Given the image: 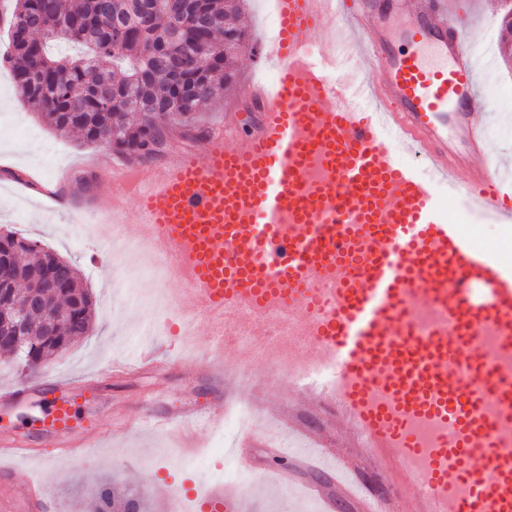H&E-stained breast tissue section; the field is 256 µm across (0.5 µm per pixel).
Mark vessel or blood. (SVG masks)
<instances>
[{"label":"vessel or blood","instance_id":"1","mask_svg":"<svg viewBox=\"0 0 512 512\" xmlns=\"http://www.w3.org/2000/svg\"><path fill=\"white\" fill-rule=\"evenodd\" d=\"M398 5L405 51L367 0H273L279 36L260 44L258 58L274 65L276 81L247 87L262 110L257 128L228 122L164 163L107 168L112 211L133 243L170 260L222 402L242 383L224 367L225 340L244 339L257 356L266 397L255 419L274 414L336 475L335 494L307 488L320 512L346 501L359 512H512V175L490 153L469 21L449 13L448 0ZM329 21L338 36L312 46ZM317 159L333 173L319 185L309 180ZM447 189L498 224V244L445 217ZM340 208L352 223H335ZM161 353L152 344L113 375L150 367ZM283 368L299 402L279 394ZM97 383L0 390L3 409L34 398L48 405L0 443V457H35L77 426L82 439L69 453L92 447L99 422L77 425L74 409ZM304 408L325 412V430L301 418ZM222 419L221 409L193 404L176 416L143 411L135 425L188 447L195 429ZM255 432L242 430L233 448L246 468ZM357 448L371 449L375 477L362 472ZM166 495L172 512H245L243 496L219 479ZM46 506L40 484L0 487V512Z\"/></svg>","mask_w":512,"mask_h":512}]
</instances>
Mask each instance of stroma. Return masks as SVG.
Segmentation results:
<instances>
[{"label":"stroma","mask_w":512,"mask_h":512,"mask_svg":"<svg viewBox=\"0 0 512 512\" xmlns=\"http://www.w3.org/2000/svg\"><path fill=\"white\" fill-rule=\"evenodd\" d=\"M454 12L467 16L477 35L480 53L496 56L487 93L492 109L489 125H496L504 105L512 101V62L499 58L503 10L500 0H451ZM255 54L244 50L238 60L235 88L211 105L199 124V137L186 136L184 128H174L170 150L201 145L203 137L223 129L225 121L236 120L243 131H251L258 113L244 108L246 87L262 77ZM123 165L124 155L100 146H86L79 140L56 135L34 109L19 97L13 71L0 64V230H15L24 223L28 239L39 242L72 262L80 272L94 304L93 320L87 336L74 342L42 364L44 379L76 378L100 371L112 359L140 348V325L154 318V310L138 304L125 286V265L114 254L100 251L111 240L112 185L100 178L101 159ZM178 316H170L160 328V341L169 360L167 369L113 382L111 401L117 413L137 412L152 406L173 411L188 402L218 405V387L204 376L183 370L180 361L203 356V344L194 351L184 348L177 333ZM101 446L83 455L64 458L44 467L25 461L11 462L17 482L42 483L52 501L49 512H89L91 491L106 483L113 491L140 497L145 512H166L157 486L198 483L213 468H229L226 483L237 486L251 505V512H296L297 498L284 494L271 482V467L291 468L292 463L269 455L258 447L253 451L252 480L237 481L239 469L230 453L216 450L213 431H202L199 448L175 450L168 438L147 430L125 432L104 422Z\"/></svg>","instance_id":"35a3bbf8"}]
</instances>
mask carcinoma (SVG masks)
I'll list each match as a JSON object with an SVG mask.
<instances>
[{"mask_svg": "<svg viewBox=\"0 0 512 512\" xmlns=\"http://www.w3.org/2000/svg\"><path fill=\"white\" fill-rule=\"evenodd\" d=\"M145 15L141 0H10L8 25L19 95L62 136L102 145L134 160L167 148V131L179 121L198 127L202 110L236 83L238 57L255 41L231 17L236 0H158ZM64 39L73 57L54 58L48 44ZM0 250L12 254L0 270V323L30 296L22 350L0 343V356L19 360L33 376L48 356L87 335L92 297L76 267L36 241L0 232ZM54 276L53 288L43 287ZM95 512H142L134 498L117 500L103 487Z\"/></svg>", "mask_w": 512, "mask_h": 512, "instance_id": "1", "label": "carcinoma"}]
</instances>
